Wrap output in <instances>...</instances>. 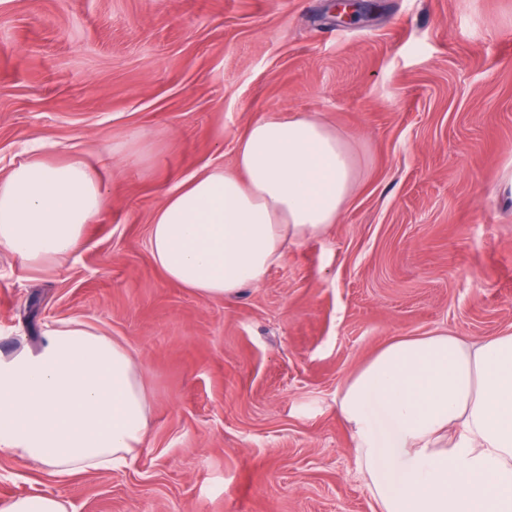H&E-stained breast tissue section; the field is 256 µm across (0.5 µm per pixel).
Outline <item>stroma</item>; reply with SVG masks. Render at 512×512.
<instances>
[{
	"label": "stroma",
	"instance_id": "35a3bbf8",
	"mask_svg": "<svg viewBox=\"0 0 512 512\" xmlns=\"http://www.w3.org/2000/svg\"><path fill=\"white\" fill-rule=\"evenodd\" d=\"M0 0V175L44 138L109 198L71 257L0 252V350L81 319L139 360L150 426L125 468L0 454V505L73 512H378L336 400L390 339L512 332V0ZM317 116L356 188L336 224L230 300L165 279L168 190L235 165L260 118ZM2 512H69L66 499L57 495H30L15 498L1 509Z\"/></svg>",
	"mask_w": 512,
	"mask_h": 512
}]
</instances>
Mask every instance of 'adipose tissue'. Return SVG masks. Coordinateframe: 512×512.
Listing matches in <instances>:
<instances>
[{
	"mask_svg": "<svg viewBox=\"0 0 512 512\" xmlns=\"http://www.w3.org/2000/svg\"><path fill=\"white\" fill-rule=\"evenodd\" d=\"M43 148L32 141L0 176V249L33 270L68 257L108 205L83 157L54 164ZM354 181L322 120H256L234 170L209 167L167 192L153 260L182 287L233 298L335 224ZM338 408L379 512H512V333L395 337L348 378ZM149 423L138 361L97 326L52 322L38 347L0 351V453L59 474L119 469Z\"/></svg>",
	"mask_w": 512,
	"mask_h": 512,
	"instance_id": "1",
	"label": "adipose tissue"
}]
</instances>
